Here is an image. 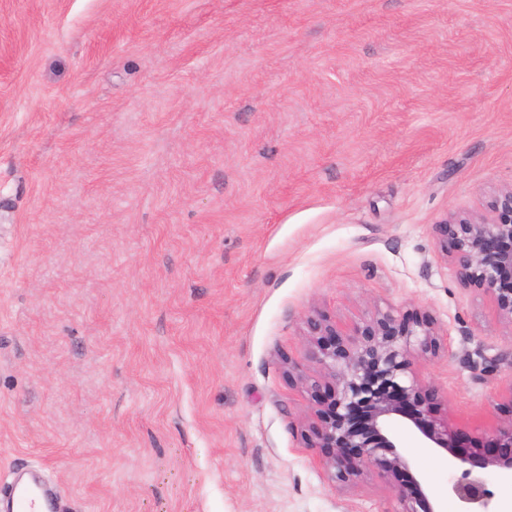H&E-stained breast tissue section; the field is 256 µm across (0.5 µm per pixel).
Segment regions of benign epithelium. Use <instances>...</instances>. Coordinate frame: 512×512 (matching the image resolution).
I'll use <instances>...</instances> for the list:
<instances>
[{"mask_svg": "<svg viewBox=\"0 0 512 512\" xmlns=\"http://www.w3.org/2000/svg\"><path fill=\"white\" fill-rule=\"evenodd\" d=\"M438 233L459 283L486 293L499 318L512 324V247H502L512 242V187L496 193L484 213L449 214ZM306 324L307 357L314 369L307 373L290 363L288 375L312 401L305 439L310 448L330 449L328 477L348 486L374 470L393 492L391 512H437L421 478L398 451L394 428L401 424L424 447L446 453L448 466L461 471L452 486L461 503L472 512H490L493 492L484 473L512 479V417L497 425L487 444L459 447L448 420L420 401L423 385L414 365L438 351L432 324L400 320L378 308L353 328L343 349L336 348L335 325L316 317ZM361 403L369 414L357 424L352 415Z\"/></svg>", "mask_w": 512, "mask_h": 512, "instance_id": "7a95c632", "label": "benign epithelium"}]
</instances>
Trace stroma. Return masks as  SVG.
I'll return each instance as SVG.
<instances>
[{
	"label": "stroma",
	"mask_w": 512,
	"mask_h": 512,
	"mask_svg": "<svg viewBox=\"0 0 512 512\" xmlns=\"http://www.w3.org/2000/svg\"><path fill=\"white\" fill-rule=\"evenodd\" d=\"M512 186V0H0V487L70 512H391L302 431L305 319L418 317L471 446L512 327L436 226ZM432 503L456 471L401 436ZM12 512H48L50 504L42 495V489L35 478L29 480L13 478L5 486Z\"/></svg>",
	"instance_id": "35a3bbf8"
}]
</instances>
